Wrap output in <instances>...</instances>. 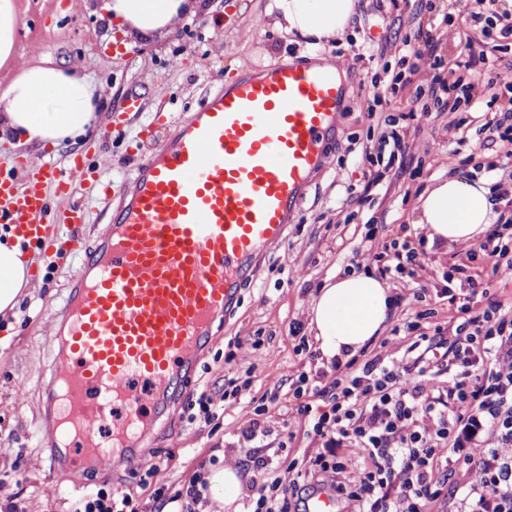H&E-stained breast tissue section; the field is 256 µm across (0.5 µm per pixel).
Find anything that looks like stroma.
<instances>
[{
  "label": "stroma",
  "instance_id": "stroma-1",
  "mask_svg": "<svg viewBox=\"0 0 512 512\" xmlns=\"http://www.w3.org/2000/svg\"><path fill=\"white\" fill-rule=\"evenodd\" d=\"M271 3L206 0L204 11L183 19L169 34L144 37L108 28L95 0H18V56L32 63L49 56L79 64L97 86L102 109L112 116L111 129L91 135L85 144L63 143L33 154L34 160L59 171L72 156L87 159L88 185H75L61 204L85 211L79 233L89 245L109 223L138 153L150 146L145 132L163 137L226 82L287 59L307 62L337 53L346 61L348 91L339 132L310 179L286 240L263 257L257 280L242 290L234 313L199 360L190 387L167 414L154 446L117 475L107 477L86 467L60 479L52 469L51 449L37 442L53 360L49 340L78 262L44 269L33 298L22 302L13 329L0 327V492L17 512H73L77 499L104 485L136 497L141 512H163L162 498L185 490L196 474L227 462L240 469L242 493L248 496L257 476L255 457L276 458L283 441L290 457L314 452L320 443L308 435L296 412L290 375L299 365L318 370L315 342L306 328L291 334L290 325L308 323L317 290L329 277L352 271L356 250L381 249L403 224L412 235L422 233L415 207L436 180L475 174L491 185L499 179L482 164L502 157L501 143L480 134L474 123L452 128V117L445 112L427 123H411L414 163L403 171L391 169L377 186L367 187L356 161L365 146L379 145L386 116L397 114L398 108L370 116L354 102L374 75L398 68L402 42L419 21L440 23L441 14L428 11L425 0H357L345 37L318 45L274 30ZM460 37L471 41L480 60L465 72V81L487 85L496 70L512 63V41L484 40L479 30L466 25ZM220 43L228 53L216 52ZM461 137L467 140L464 153L473 158L468 165L454 154ZM453 251V246L427 242L421 259L426 291L394 307L390 325H403L411 314L426 310L433 311L435 322H448L456 307L437 292ZM292 268L302 270V277L289 279ZM234 338L240 346H231ZM232 379L249 382V397L227 400L218 419L187 423L191 401L203 392L221 394ZM259 404L267 408L261 418L267 434L244 442L241 428Z\"/></svg>",
  "mask_w": 512,
  "mask_h": 512
}]
</instances>
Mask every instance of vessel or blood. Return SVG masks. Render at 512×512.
Masks as SVG:
<instances>
[{
  "label": "vessel or blood",
  "instance_id": "vessel-or-blood-1",
  "mask_svg": "<svg viewBox=\"0 0 512 512\" xmlns=\"http://www.w3.org/2000/svg\"><path fill=\"white\" fill-rule=\"evenodd\" d=\"M345 95L329 62L276 64L206 97L141 157L95 248L83 250L53 345L47 444L58 474L116 473L151 446L215 324L282 241ZM88 170L79 156L65 179L36 160L0 165V224L34 246L53 223L84 224L80 208L56 213L51 199Z\"/></svg>",
  "mask_w": 512,
  "mask_h": 512
}]
</instances>
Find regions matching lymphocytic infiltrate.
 I'll return each mask as SVG.
<instances>
[{"label": "lymphocytic infiltrate", "instance_id": "1", "mask_svg": "<svg viewBox=\"0 0 512 512\" xmlns=\"http://www.w3.org/2000/svg\"><path fill=\"white\" fill-rule=\"evenodd\" d=\"M447 41L458 50L449 69L437 54ZM403 50L414 59L410 73L371 79L356 101L359 111L376 112L403 93L422 103L409 119L424 121L476 98L475 85L461 75L474 64L472 49L457 43L450 16L417 28ZM495 81L511 96L486 101L483 128L512 143V67ZM388 124V156L368 151L362 158L371 186L383 178L379 164L403 163L411 150L406 127L393 118ZM479 257L493 277L512 282V215L498 217L484 241L461 248L446 283ZM406 338L416 357L402 352ZM335 370L323 381L299 374L294 393L322 448L285 465L256 460L246 512H299L297 496L311 480L330 487L345 512H431L451 482L461 495L458 512H512V306L465 303L448 325L431 328L406 321L374 358ZM315 398L326 401V410L313 409Z\"/></svg>", "mask_w": 512, "mask_h": 512}]
</instances>
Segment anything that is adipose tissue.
I'll use <instances>...</instances> for the list:
<instances>
[{"label":"adipose tissue","mask_w":512,"mask_h":512,"mask_svg":"<svg viewBox=\"0 0 512 512\" xmlns=\"http://www.w3.org/2000/svg\"><path fill=\"white\" fill-rule=\"evenodd\" d=\"M200 0H103L102 11L141 35L170 33L184 16L196 14ZM357 0H274V29L293 36L335 40L344 36ZM17 0H0V68L12 75L0 83V142L41 149L78 143L100 128L103 115L97 87L78 67L52 58L32 64L15 51ZM417 221L430 239L472 243L496 215L483 179L452 175L432 184L418 200ZM29 246L0 227V320L17 318L34 291ZM386 282L351 272L329 278L314 297L309 329L322 360L348 361L386 327L392 309Z\"/></svg>","instance_id":"1"}]
</instances>
